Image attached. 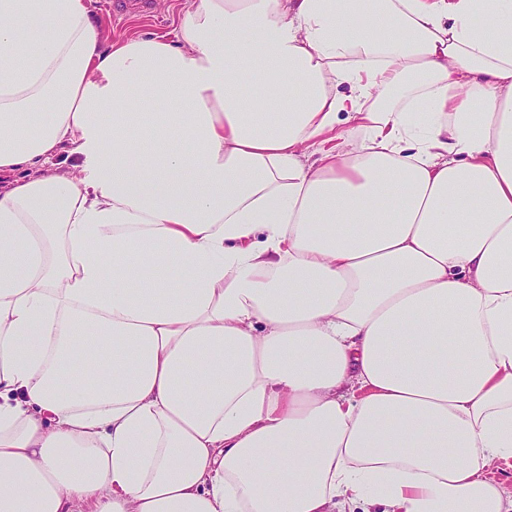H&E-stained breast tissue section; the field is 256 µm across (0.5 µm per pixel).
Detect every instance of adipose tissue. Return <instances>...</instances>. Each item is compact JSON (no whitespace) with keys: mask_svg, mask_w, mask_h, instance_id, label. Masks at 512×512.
<instances>
[{"mask_svg":"<svg viewBox=\"0 0 512 512\" xmlns=\"http://www.w3.org/2000/svg\"><path fill=\"white\" fill-rule=\"evenodd\" d=\"M1 173L0 512H512V0H0ZM91 15L100 21L112 40L120 37H150L173 35L178 27L179 15L187 0H151L148 13L127 12L121 18L112 16L111 6L115 0H85Z\"/></svg>","mask_w":512,"mask_h":512,"instance_id":"1","label":"adipose tissue"}]
</instances>
